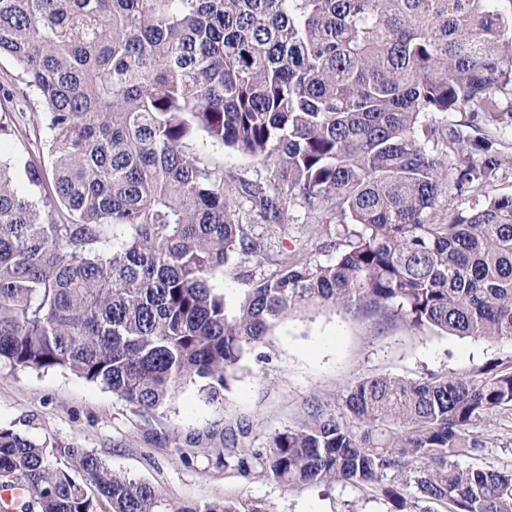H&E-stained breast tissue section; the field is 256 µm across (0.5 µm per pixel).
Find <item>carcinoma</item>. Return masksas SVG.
<instances>
[{"label": "carcinoma", "instance_id": "obj_1", "mask_svg": "<svg viewBox=\"0 0 512 512\" xmlns=\"http://www.w3.org/2000/svg\"><path fill=\"white\" fill-rule=\"evenodd\" d=\"M501 0H0V55L45 104L50 166L0 164V363L69 370L148 414L183 383L218 403L289 312L384 310L416 329L512 339V195L437 223L448 153L483 180L488 139L428 117L469 107L512 124V11ZM446 140L445 149L426 150ZM266 172L224 167L199 142ZM27 186L22 193L16 174ZM335 251L310 265L280 239L289 207ZM260 270L234 313L213 285ZM216 463L285 487L345 481L512 512V469L464 468L470 431L512 411V365L369 377ZM19 512H265L234 499L170 509L93 452L0 426V485Z\"/></svg>", "mask_w": 512, "mask_h": 512}]
</instances>
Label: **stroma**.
<instances>
[{"mask_svg":"<svg viewBox=\"0 0 512 512\" xmlns=\"http://www.w3.org/2000/svg\"><path fill=\"white\" fill-rule=\"evenodd\" d=\"M432 120L449 133L488 137V149L475 161L495 164L490 180L478 184L459 180L457 159L449 157L448 188L434 211L437 221L472 212L486 194L512 195V126H489L483 113L469 108ZM0 122L11 130L0 138V158L49 164L51 133L43 106L21 68L6 56L0 57ZM289 213L284 247L313 265L334 259L333 250L308 242L305 209L295 204ZM262 353V360L248 361L247 372L225 393L223 405L208 402L198 384L187 382L148 416L70 372L19 370L1 363L0 425L87 448L111 471L151 484L175 507L226 497L260 504L264 512H396V504L381 493L348 483L288 488L256 474L243 477L237 469L216 466L206 435L243 420L251 427L248 446L258 448L269 434L293 424L312 395L338 409L341 387L364 377L420 380L431 373L461 375L487 364H511L512 341L414 330L380 310L355 313L312 305L289 312ZM472 430L486 446L478 456L462 459V466L512 468L511 412L483 416ZM189 434L202 441L186 464L175 446Z\"/></svg>","mask_w":512,"mask_h":512,"instance_id":"35a3bbf8","label":"stroma"}]
</instances>
